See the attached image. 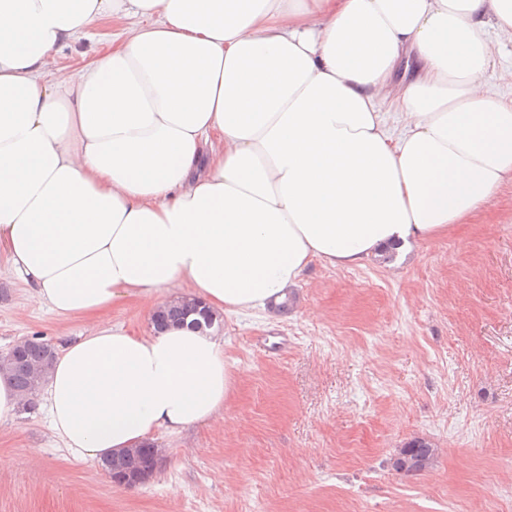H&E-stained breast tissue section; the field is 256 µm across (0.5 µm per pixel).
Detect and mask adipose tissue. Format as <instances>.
<instances>
[{"label":"adipose tissue","instance_id":"1","mask_svg":"<svg viewBox=\"0 0 512 512\" xmlns=\"http://www.w3.org/2000/svg\"><path fill=\"white\" fill-rule=\"evenodd\" d=\"M505 39L512 0H0V254L93 322L46 377L64 447L117 456L233 392L214 331L138 336L115 303L267 313L313 260H402L486 208L512 177ZM116 31L112 29L111 24H105L92 30L86 36H81L58 54L57 67L76 73L84 59H89L99 49L103 48V45L112 39V33ZM489 82L511 96L512 92V44L505 43L496 52L494 63L488 71Z\"/></svg>","mask_w":512,"mask_h":512}]
</instances>
